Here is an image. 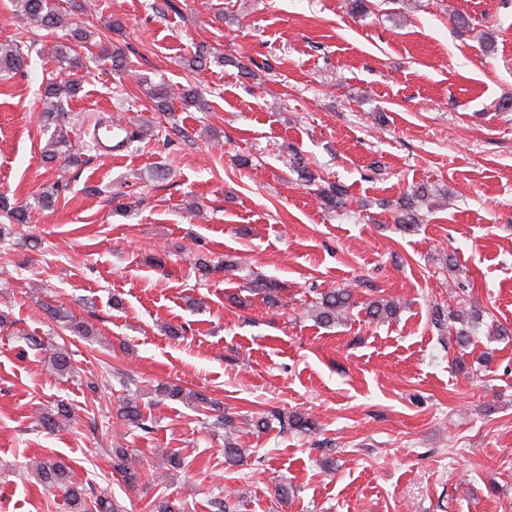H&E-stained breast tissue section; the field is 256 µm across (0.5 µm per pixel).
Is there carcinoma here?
Masks as SVG:
<instances>
[{
    "label": "carcinoma",
    "mask_w": 512,
    "mask_h": 512,
    "mask_svg": "<svg viewBox=\"0 0 512 512\" xmlns=\"http://www.w3.org/2000/svg\"><path fill=\"white\" fill-rule=\"evenodd\" d=\"M21 15L26 20L35 24L40 29L50 32L65 26L66 16L59 10L50 6L49 0H17ZM97 33L85 26L75 25L70 30V39L66 43H57L52 48V58L60 67L69 70L83 68V56L78 49L92 43ZM24 66L23 51L18 41L8 44H0V74H10L19 71ZM78 90L77 84L71 81L48 80L44 88V97L49 107L43 112L46 125L57 126L51 141V148L45 154L48 162H65L73 164L76 157L70 153L69 139L60 129L61 114L64 101L73 97ZM146 95L152 101L153 107L165 112L171 101V89L165 83H147ZM301 179L310 186H316V195L321 200V205L327 209H338L345 203L346 190L340 184L327 186L317 184L315 175L306 169L301 170ZM442 196L441 190L433 185L420 183L405 196L399 198L393 208V223L398 230L410 232L421 224L419 211L422 205L432 203L434 198ZM198 279L201 282L208 280L210 275L220 269L231 268L233 261L223 260L214 262L207 256L196 259ZM247 292L259 296L268 305L275 306L279 303L280 286L271 279L254 278L249 281ZM352 289L349 287L336 288L321 294L320 301L316 302L315 318L324 326H331L346 319L348 310L353 305ZM401 304L394 299L377 297L367 307L369 317L377 321H385L397 315ZM48 315L63 328L69 329L81 336H92L94 331L88 324L78 321L64 307L56 306L47 308ZM483 318V310L477 306H458L455 310H445L438 307L434 311V325L438 329H451L452 324L458 322L459 328L454 329L458 342L465 343L472 334L475 324ZM52 370L66 376L72 373V357L64 348H59L52 353L49 359ZM158 392L172 399H180L191 405L197 413L204 416L203 424L224 430V459L230 465L244 464L246 462L245 449L237 447L233 443V432L236 429L235 419L223 412L219 402L198 391L187 390L179 385H162ZM117 416L126 424L142 431L149 429L148 422L152 417L146 415L141 409L136 398H127L117 410ZM73 420V412L70 406L62 401L52 407H47L38 412L36 426L48 433H52ZM286 426L302 432H310L314 428V422L309 415L295 412L286 419ZM189 466L187 458L177 450L162 453V467L169 470L182 471ZM112 468L128 485L138 483L140 473L135 466L131 454L126 448L112 449ZM34 471L40 482L49 489L59 488L64 490L65 497L71 505L72 512H121V506L109 499L108 492L98 490L92 486L76 485L71 482V465L61 457H52L38 461L34 465Z\"/></svg>",
    "instance_id": "1"
}]
</instances>
